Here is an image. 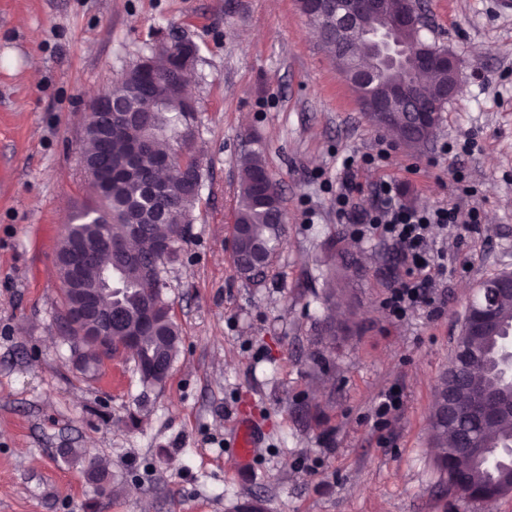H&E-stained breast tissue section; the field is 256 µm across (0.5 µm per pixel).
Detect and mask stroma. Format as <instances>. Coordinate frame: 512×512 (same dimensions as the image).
I'll list each match as a JSON object with an SVG mask.
<instances>
[{
  "instance_id": "obj_1",
  "label": "stroma",
  "mask_w": 512,
  "mask_h": 512,
  "mask_svg": "<svg viewBox=\"0 0 512 512\" xmlns=\"http://www.w3.org/2000/svg\"><path fill=\"white\" fill-rule=\"evenodd\" d=\"M425 40L459 62L433 140L393 144L360 169L358 207L381 179L402 203L449 199L455 171L484 222L437 290V313L401 322L383 307L391 246L354 242L336 217V173L387 131L367 120L297 0H0V512H512L450 491L434 466L429 415L467 297L512 269V8L423 0ZM195 42L189 90L204 164L191 236L164 275L181 349L144 390L130 353L94 378L63 342L55 254L64 224L93 201L80 157L91 97L162 36ZM262 151L281 183L285 232L266 277L242 278L230 239L238 160ZM348 266L327 310V268ZM352 321L326 335L327 318ZM404 406L384 430L391 387ZM257 448L243 468L239 419ZM109 462L97 492L62 449ZM403 407V395L398 390L394 392L393 389L387 390L382 394L379 402L374 408V426L378 429L387 428L391 425L397 413Z\"/></svg>"
}]
</instances>
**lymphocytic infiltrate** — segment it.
Returning <instances> with one entry per match:
<instances>
[{
    "mask_svg": "<svg viewBox=\"0 0 512 512\" xmlns=\"http://www.w3.org/2000/svg\"><path fill=\"white\" fill-rule=\"evenodd\" d=\"M358 189L354 165L345 162L336 192V216L355 225L357 237H375L399 254L406 270L389 281L383 305L400 322L418 306L431 304L437 281L448 273L441 262L448 252L445 229L480 223V211L457 203L422 209L405 205L397 198L394 182L387 179L376 185L372 208L359 211L353 204Z\"/></svg>",
    "mask_w": 512,
    "mask_h": 512,
    "instance_id": "1",
    "label": "lymphocytic infiltrate"
}]
</instances>
